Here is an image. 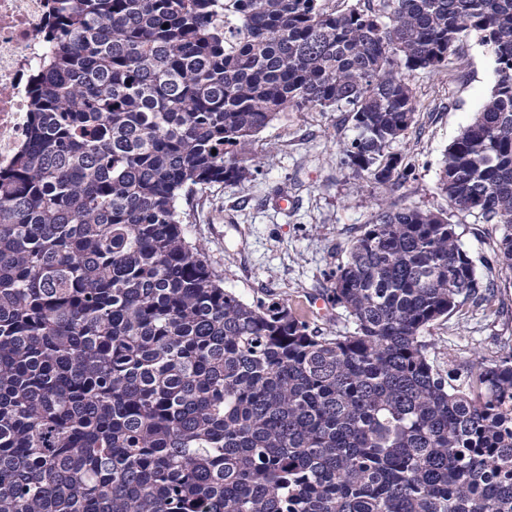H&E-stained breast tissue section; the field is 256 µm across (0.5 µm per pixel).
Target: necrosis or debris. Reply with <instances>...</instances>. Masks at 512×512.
Returning a JSON list of instances; mask_svg holds the SVG:
<instances>
[{"label":"necrosis or debris","mask_w":512,"mask_h":512,"mask_svg":"<svg viewBox=\"0 0 512 512\" xmlns=\"http://www.w3.org/2000/svg\"><path fill=\"white\" fill-rule=\"evenodd\" d=\"M51 0H0V172L12 168L30 135V80L49 51Z\"/></svg>","instance_id":"necrosis-or-debris-1"}]
</instances>
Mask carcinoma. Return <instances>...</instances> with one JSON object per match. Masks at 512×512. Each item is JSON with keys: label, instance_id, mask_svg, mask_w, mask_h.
Masks as SVG:
<instances>
[{"label": "carcinoma", "instance_id": "1", "mask_svg": "<svg viewBox=\"0 0 512 512\" xmlns=\"http://www.w3.org/2000/svg\"><path fill=\"white\" fill-rule=\"evenodd\" d=\"M29 143L0 173V512H512V358L435 370L484 300L447 214L378 205L326 289L352 329L249 304L179 209L281 113L347 109L379 184L405 75L464 36L495 84L438 189L512 270V0H52Z\"/></svg>", "mask_w": 512, "mask_h": 512}]
</instances>
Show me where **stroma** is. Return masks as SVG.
Returning <instances> with one entry per match:
<instances>
[{
    "instance_id": "35a3bbf8",
    "label": "stroma",
    "mask_w": 512,
    "mask_h": 512,
    "mask_svg": "<svg viewBox=\"0 0 512 512\" xmlns=\"http://www.w3.org/2000/svg\"><path fill=\"white\" fill-rule=\"evenodd\" d=\"M408 81L418 105L416 122L392 147L414 165L408 178L378 184L352 174L342 154L354 135L346 110L287 112L253 142L249 181L196 191L181 210L191 239L201 243L226 288L249 303H288L321 331L350 327L324 303V292L378 205L447 213L490 289L488 301L466 305L429 331L434 366L461 378L475 357L512 356V273L502 270L492 252L500 232L450 209L437 188L445 150L495 84L492 56L472 34L457 42L438 71H417Z\"/></svg>"
}]
</instances>
